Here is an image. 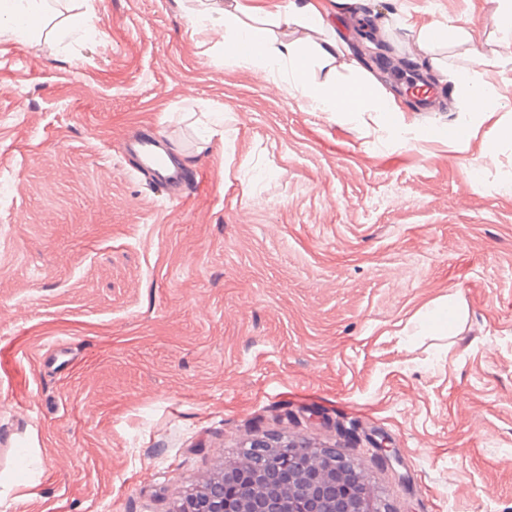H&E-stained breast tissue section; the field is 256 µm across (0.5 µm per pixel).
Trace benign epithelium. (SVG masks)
Instances as JSON below:
<instances>
[{
	"mask_svg": "<svg viewBox=\"0 0 512 512\" xmlns=\"http://www.w3.org/2000/svg\"><path fill=\"white\" fill-rule=\"evenodd\" d=\"M359 56L378 61L388 72L404 74L401 93L434 88L424 67L407 68L385 56L377 36H357ZM288 465V479L281 478V464ZM239 475L250 480L230 502H224V481ZM297 502L301 512H376L363 474L347 457L329 452L305 437L287 442L256 437L238 461L204 476L187 488L170 512H285V505Z\"/></svg>",
	"mask_w": 512,
	"mask_h": 512,
	"instance_id": "1",
	"label": "benign epithelium"
}]
</instances>
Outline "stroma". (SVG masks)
<instances>
[{"instance_id": "stroma-1", "label": "stroma", "mask_w": 512, "mask_h": 512, "mask_svg": "<svg viewBox=\"0 0 512 512\" xmlns=\"http://www.w3.org/2000/svg\"><path fill=\"white\" fill-rule=\"evenodd\" d=\"M378 1L318 0L336 52L309 48L305 78L392 115L311 110L284 73L269 96L198 47L196 0H95L64 44L0 28V512H169L249 439L298 433L386 512H512V0ZM362 4L399 49L437 35L413 58L456 117L362 64ZM141 127L204 187L175 206L134 169Z\"/></svg>"}]
</instances>
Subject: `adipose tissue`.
Wrapping results in <instances>:
<instances>
[{"label": "adipose tissue", "instance_id": "adipose-tissue-1", "mask_svg": "<svg viewBox=\"0 0 512 512\" xmlns=\"http://www.w3.org/2000/svg\"><path fill=\"white\" fill-rule=\"evenodd\" d=\"M245 4H238L236 11L206 5L190 17L193 29L206 33L223 34L225 44L248 42V51L238 54V62L267 72L279 70L282 64H289L293 74V86L313 109L333 112L337 109V97L343 86L335 78H328L322 85L306 82L309 58L302 48L306 45V32L320 30L324 20L313 0H291L283 17L285 26L300 29L301 35L280 48H269L267 31L262 20L254 23H240L229 28L228 22L236 12L245 11ZM52 10L50 0H0V25L12 26L16 33L26 36L45 23Z\"/></svg>", "mask_w": 512, "mask_h": 512}]
</instances>
